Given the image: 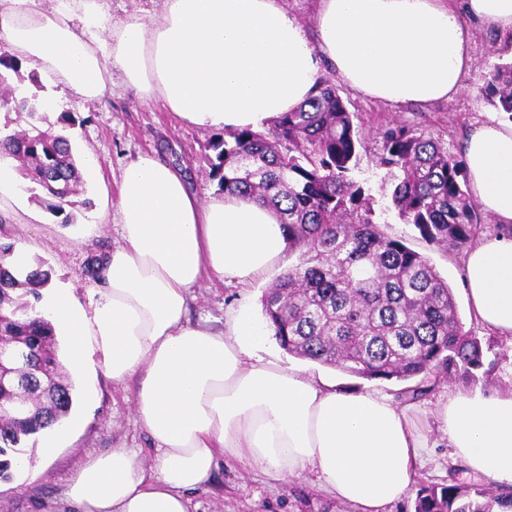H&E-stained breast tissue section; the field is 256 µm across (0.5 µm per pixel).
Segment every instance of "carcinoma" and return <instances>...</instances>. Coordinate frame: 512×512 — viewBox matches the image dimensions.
Here are the masks:
<instances>
[{"label":"carcinoma","instance_id":"obj_1","mask_svg":"<svg viewBox=\"0 0 512 512\" xmlns=\"http://www.w3.org/2000/svg\"><path fill=\"white\" fill-rule=\"evenodd\" d=\"M26 76L0 48V106L24 126L0 137L21 189L62 211L76 204L83 178L67 131L75 116L49 122L46 99L18 97ZM481 92L512 120V61L492 64ZM333 81L325 76L310 100L274 118L265 131L234 130L208 148L210 176L224 194L272 209L287 230L298 262L264 292L266 321L280 346L367 380L401 381L405 402L442 383H487L498 368L489 341L463 331L448 282L429 259L386 236L374 222L364 190L351 177L363 139ZM379 165L397 169L391 205L398 217L437 246L463 248L485 229L486 217L465 189L464 160L404 125L382 132ZM14 244L0 243V336L23 348L18 379L0 387V405L22 396L26 411L0 416V480L24 441L69 415L74 386L64 373L52 323L38 310L51 272L39 262L20 273L6 266ZM414 512H512V488L460 481L421 486Z\"/></svg>","mask_w":512,"mask_h":512}]
</instances>
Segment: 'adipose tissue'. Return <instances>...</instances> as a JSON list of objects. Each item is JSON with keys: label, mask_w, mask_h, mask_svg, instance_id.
<instances>
[{"label": "adipose tissue", "mask_w": 512, "mask_h": 512, "mask_svg": "<svg viewBox=\"0 0 512 512\" xmlns=\"http://www.w3.org/2000/svg\"><path fill=\"white\" fill-rule=\"evenodd\" d=\"M104 2L0 0V46L50 80L49 109L120 84L190 124L257 130L309 98L323 69L387 104L432 103L464 91L475 25L512 41V0H317L310 32L281 0H161L118 20ZM464 158L497 230L468 250L463 286L474 319L512 338V120L473 123ZM114 210L120 241L88 306L46 288L40 309L71 374L94 360L113 384L137 381L152 454L89 456L51 512H191L227 459L277 483L315 475L353 512L399 501L428 447L409 406L263 358L269 331L245 311L219 332L186 317L203 277L246 284L280 260L275 213L234 195L201 201L151 153L124 167ZM436 423L473 474L512 486V393L450 392Z\"/></svg>", "instance_id": "ef3b65f1"}]
</instances>
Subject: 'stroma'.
I'll return each mask as SVG.
<instances>
[{
  "instance_id": "35a3bbf8",
  "label": "stroma",
  "mask_w": 512,
  "mask_h": 512,
  "mask_svg": "<svg viewBox=\"0 0 512 512\" xmlns=\"http://www.w3.org/2000/svg\"><path fill=\"white\" fill-rule=\"evenodd\" d=\"M472 69L465 77L466 88L458 97L430 105H388L354 93L348 87L339 92L354 115L364 139L352 177L365 191L375 211L374 221L388 237L403 240L426 256L451 286L464 331L490 337L488 330L475 321L465 296L461 270L466 255L462 249H443L421 238L413 225L404 223L389 207L392 177L380 167L382 151L378 130L393 122L412 127L424 136L438 140L448 152L462 150L465 130L474 122L497 117V109L482 95V74L496 62L512 60V48L504 44L494 30L476 26L472 44ZM62 111L78 113L81 122L72 130L76 156L94 152L102 160L101 168L84 173L83 205L73 208L72 222L53 215L23 193L22 201L31 213L28 223L17 221L15 208L0 209V233L8 241L25 242L33 261L45 262L52 270L53 286L72 288L80 303H88L91 285L86 267L91 258L114 247L120 240L117 224L98 220L102 206L112 204L119 192L123 166L141 153H153L164 162L181 167L192 189L203 199L218 197L216 181L209 176L204 160L205 148L216 132L185 123L169 112L160 100L144 102L134 90L116 86L110 98L95 104L63 103ZM296 255L285 254L265 274L250 285L202 280L190 290L189 316L193 322L222 330L239 308H249L262 316V296ZM74 396L93 391L94 405L83 408L82 421L63 442L53 458H43L38 441L26 444V452L41 472L31 481L23 472L12 481H0V512H48L63 491L67 479L87 455L111 448H137L147 444L136 426L133 413L134 386L112 384L102 374H90L73 380ZM430 447L424 455L414 483L390 512H413L416 492L423 483H444L449 473L464 481L473 475L464 466L447 437L435 425L424 428ZM196 512H349L335 498L321 491L314 479L273 483L262 474L228 460L215 471L209 486L193 496Z\"/></svg>"
}]
</instances>
